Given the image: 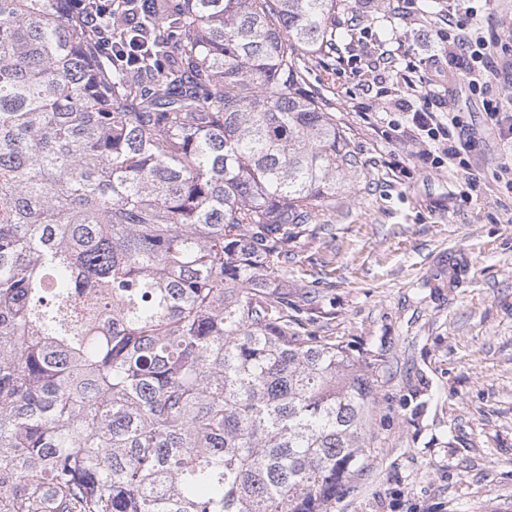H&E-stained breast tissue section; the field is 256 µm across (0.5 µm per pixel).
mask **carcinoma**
<instances>
[{"instance_id":"carcinoma-1","label":"carcinoma","mask_w":512,"mask_h":512,"mask_svg":"<svg viewBox=\"0 0 512 512\" xmlns=\"http://www.w3.org/2000/svg\"><path fill=\"white\" fill-rule=\"evenodd\" d=\"M342 0H0V512H330L372 364L288 314L353 168Z\"/></svg>"}]
</instances>
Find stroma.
I'll use <instances>...</instances> for the list:
<instances>
[{
	"mask_svg": "<svg viewBox=\"0 0 512 512\" xmlns=\"http://www.w3.org/2000/svg\"><path fill=\"white\" fill-rule=\"evenodd\" d=\"M448 0H345L335 53L308 84L357 164L288 246L289 312L375 364L371 453L332 512H512V190L485 103H512V77L470 93L437 32ZM439 56L445 78L426 84ZM385 80L362 90L373 60ZM475 142L425 146L398 132L408 81Z\"/></svg>",
	"mask_w": 512,
	"mask_h": 512,
	"instance_id": "obj_1",
	"label": "stroma"
}]
</instances>
